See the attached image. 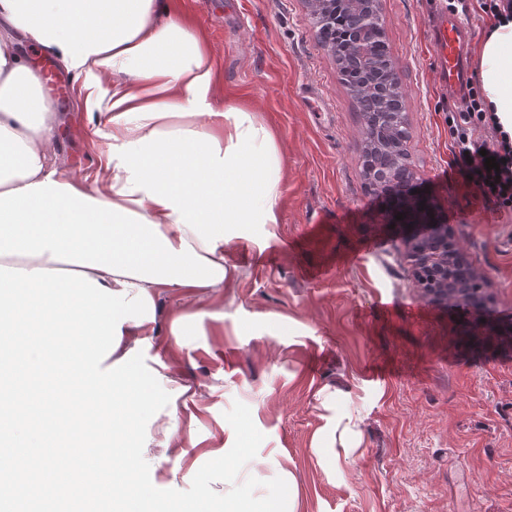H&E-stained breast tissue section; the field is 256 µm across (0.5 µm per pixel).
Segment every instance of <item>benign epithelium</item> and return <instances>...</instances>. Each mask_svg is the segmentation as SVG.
<instances>
[{
    "instance_id": "7a95c632",
    "label": "benign epithelium",
    "mask_w": 512,
    "mask_h": 512,
    "mask_svg": "<svg viewBox=\"0 0 512 512\" xmlns=\"http://www.w3.org/2000/svg\"><path fill=\"white\" fill-rule=\"evenodd\" d=\"M304 3L348 86L369 91L375 100L385 102L393 96L403 99V89L392 93L388 78L371 70L373 48L367 45L365 36L385 32L386 20L380 9L365 7L366 0H304ZM340 14L346 17V34L343 44L336 46L327 39L326 32ZM401 122L402 113L397 108L385 107L376 114L372 126L365 128L364 138L371 146L393 148L402 157L403 144L389 141L391 129ZM378 177L400 183L398 193L385 201L383 225L402 237L407 261L422 296L432 303L464 310L467 322L463 331L468 341L512 351V325H501L491 317L488 300L473 301L470 284L479 274L467 261L439 205L417 190L411 168L406 165L396 170L386 165L381 167ZM399 213L403 214L401 220L395 219Z\"/></svg>"
}]
</instances>
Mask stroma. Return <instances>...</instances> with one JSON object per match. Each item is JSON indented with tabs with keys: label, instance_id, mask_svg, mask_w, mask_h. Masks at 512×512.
Here are the masks:
<instances>
[{
	"label": "stroma",
	"instance_id": "stroma-1",
	"mask_svg": "<svg viewBox=\"0 0 512 512\" xmlns=\"http://www.w3.org/2000/svg\"><path fill=\"white\" fill-rule=\"evenodd\" d=\"M167 3L211 51L213 107L273 129L284 169L280 223L231 230L224 288L155 301L158 334L138 350L181 424L177 447L143 451L153 485L186 490L227 453L224 414L239 401L264 436L241 478L291 477L298 512H512V353L464 345L459 315L423 298L403 242L381 228L362 173L364 120L304 0ZM442 3L380 4L406 149L509 320L512 208L485 201L456 162L428 29ZM47 68L55 161L94 177L105 118L79 105L61 62ZM348 415L359 432L337 440L328 422Z\"/></svg>",
	"mask_w": 512,
	"mask_h": 512
}]
</instances>
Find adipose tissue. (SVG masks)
<instances>
[{
  "instance_id": "ef3b65f1",
  "label": "adipose tissue",
  "mask_w": 512,
  "mask_h": 512,
  "mask_svg": "<svg viewBox=\"0 0 512 512\" xmlns=\"http://www.w3.org/2000/svg\"><path fill=\"white\" fill-rule=\"evenodd\" d=\"M18 31L80 79L86 112L106 115L94 178L51 163L56 113L16 48ZM476 75L485 110L512 134V13L481 42ZM212 83L208 48L164 0H0V352L37 332L54 353L64 307L83 364L53 394L47 434L132 444L136 414L155 400L131 368L106 390L103 349L130 359L122 345L154 335L163 292L222 288L228 227L280 221L277 136L248 110H214ZM83 391L96 408L75 404Z\"/></svg>"
}]
</instances>
